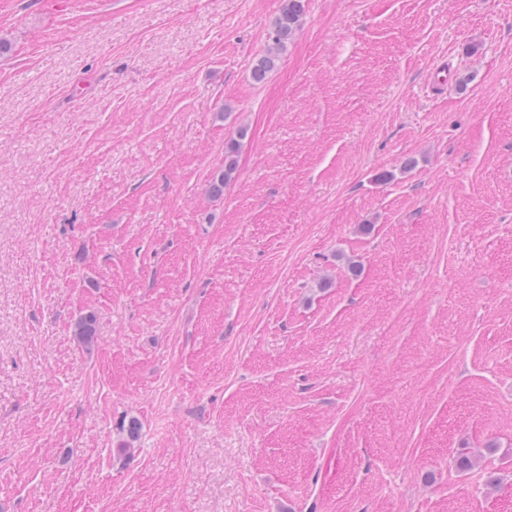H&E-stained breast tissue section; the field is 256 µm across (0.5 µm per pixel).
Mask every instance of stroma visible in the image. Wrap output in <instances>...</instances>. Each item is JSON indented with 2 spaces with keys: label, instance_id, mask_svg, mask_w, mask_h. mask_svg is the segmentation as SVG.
Returning a JSON list of instances; mask_svg holds the SVG:
<instances>
[{
  "label": "stroma",
  "instance_id": "1",
  "mask_svg": "<svg viewBox=\"0 0 512 512\" xmlns=\"http://www.w3.org/2000/svg\"><path fill=\"white\" fill-rule=\"evenodd\" d=\"M63 2L0 0V512H512V0H306L260 84L281 0ZM238 152V143L231 141L227 144L224 151V169L221 170L212 179L210 192L218 195L224 191V186L231 180L236 171V154Z\"/></svg>",
  "mask_w": 512,
  "mask_h": 512
}]
</instances>
